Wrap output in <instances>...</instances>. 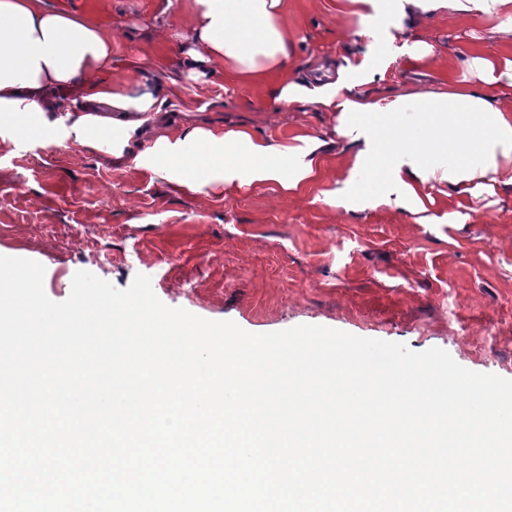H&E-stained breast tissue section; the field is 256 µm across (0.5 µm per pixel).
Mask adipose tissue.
Listing matches in <instances>:
<instances>
[{"label": "adipose tissue", "instance_id": "1", "mask_svg": "<svg viewBox=\"0 0 512 512\" xmlns=\"http://www.w3.org/2000/svg\"><path fill=\"white\" fill-rule=\"evenodd\" d=\"M196 2L195 23L182 36L184 69L220 61L230 78L276 75L278 101L310 102L333 115L335 132L355 150V179L349 193L327 192L332 205L376 197L420 214L427 210L422 189L430 183L460 196L512 186V47L496 57L460 47L456 55L474 80L452 76L442 90L375 98L354 93L350 72L328 83L289 79L285 0ZM349 2L360 14L369 9L390 15L401 35L443 12L468 21L496 16L512 30V0ZM131 67L139 86L133 95L104 80L112 69V40L100 29L46 8L43 0H0V132L47 145L70 141L132 162L191 193L212 185L272 184L297 197L319 179V136L273 140L246 125L159 123L163 89L147 64L135 61ZM73 87L81 90L82 104L67 112L60 96Z\"/></svg>", "mask_w": 512, "mask_h": 512}]
</instances>
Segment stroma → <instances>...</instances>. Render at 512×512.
Instances as JSON below:
<instances>
[{
    "label": "stroma",
    "mask_w": 512,
    "mask_h": 512,
    "mask_svg": "<svg viewBox=\"0 0 512 512\" xmlns=\"http://www.w3.org/2000/svg\"><path fill=\"white\" fill-rule=\"evenodd\" d=\"M45 3L111 37L113 86H133L131 59L151 61L168 91L164 117L245 124L275 139L309 131L328 142L322 178L289 198L272 185L193 194L71 143L0 135V255L42 263L51 300L68 298L80 270L119 289L144 274L165 305L250 333L321 325L414 351L439 347L469 370L512 379V187L460 199L427 185L430 224L382 201L331 205L323 193L348 185L353 157L328 113L277 101L271 83L226 78L220 61L181 69L176 36L192 27L195 0ZM287 23L298 78L321 63L364 61L377 77L355 90L373 96L443 87L463 70L458 45L489 54L512 45L499 19L450 13L408 38L387 36L382 20L380 38L366 40L360 17L336 0H288ZM413 40L431 55L411 60Z\"/></svg>",
    "instance_id": "1"
}]
</instances>
